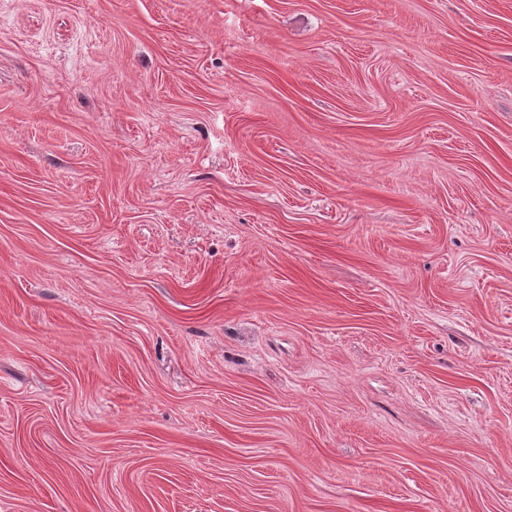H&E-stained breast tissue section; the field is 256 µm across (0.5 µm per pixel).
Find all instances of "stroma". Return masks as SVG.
Masks as SVG:
<instances>
[{"mask_svg": "<svg viewBox=\"0 0 512 512\" xmlns=\"http://www.w3.org/2000/svg\"><path fill=\"white\" fill-rule=\"evenodd\" d=\"M0 512H512V0H0Z\"/></svg>", "mask_w": 512, "mask_h": 512, "instance_id": "obj_1", "label": "stroma"}]
</instances>
